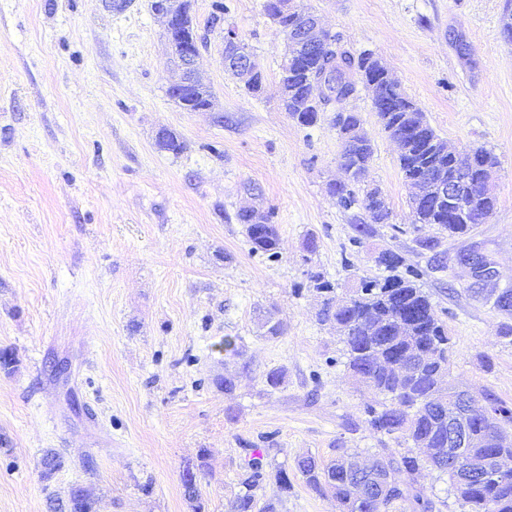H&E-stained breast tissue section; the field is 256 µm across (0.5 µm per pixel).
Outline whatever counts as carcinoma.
<instances>
[{
  "mask_svg": "<svg viewBox=\"0 0 512 512\" xmlns=\"http://www.w3.org/2000/svg\"><path fill=\"white\" fill-rule=\"evenodd\" d=\"M371 53L352 55L339 44L330 48L324 63L351 79L336 85V96L353 94L363 78H370L368 65ZM387 96L399 102L397 111L388 114L383 99H373L375 112L390 137L405 136L407 150L400 151L398 161L405 181L416 175L428 177L431 183L439 179L435 160L426 158L424 147L434 141L440 148L446 146L417 109L406 110L409 97L399 89L387 90ZM361 118L356 112H338L334 124L342 140L343 156L349 180L334 186L330 194L342 208H362L375 224L389 219V209L378 200L379 193L371 188L358 195L356 186L363 180L372 157V145L360 131ZM457 202L465 209L463 220L448 219V204L432 193L412 207L415 223L435 224L448 236L469 232L475 225L483 224L493 214L497 199L492 190L482 183V173H472L471 183L459 188ZM251 213L237 215L244 225L251 249L278 254L280 239L277 229L270 222L253 224ZM378 265L389 271L384 277H360L358 282L369 289L367 293L352 292L350 307H339L335 298L328 297L319 313L320 321L336 325L344 345L349 377L359 386L390 402L369 404L364 412L371 428L377 432L412 442L415 452L397 457L391 453L378 456L372 465L362 471L361 480L381 486L385 494L384 512H434L435 504L414 490L413 476L430 468L448 477L451 490L466 508V512H512V476L507 480H488L478 486L462 485L448 466L429 462L420 454L421 445L428 441L439 454L448 456V406L436 405L427 400V394L437 389L449 403L456 395L453 385L441 387L438 378L449 376L448 351L450 336L448 325L441 319L429 295L421 288L420 280L425 270L419 265H404L402 258L391 250L381 252ZM496 413L494 422L473 417L468 426L471 441L466 452L476 463H481L493 453H512L511 448H497L491 442L488 429L512 432V406L493 395H488ZM356 454L343 452L335 459L324 462L312 455L300 457L295 469L307 484L321 494L336 499L339 512H363L362 505L353 496L356 473L343 466L346 458ZM41 474L46 480L65 465L57 452H46L40 461ZM205 466L204 456L199 463L184 467L181 475L183 493L192 512H202L198 488V471ZM273 485L274 495L288 494L291 481L288 471L280 468L275 473L266 470V449L253 448L239 477L240 491L231 502V512H275L273 501L258 506L256 491L266 484ZM50 512H97V502L81 487L71 490L65 501L51 502Z\"/></svg>",
  "mask_w": 512,
  "mask_h": 512,
  "instance_id": "obj_1",
  "label": "carcinoma"
}]
</instances>
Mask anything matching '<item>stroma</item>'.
I'll return each instance as SVG.
<instances>
[{
  "mask_svg": "<svg viewBox=\"0 0 512 512\" xmlns=\"http://www.w3.org/2000/svg\"><path fill=\"white\" fill-rule=\"evenodd\" d=\"M212 2L192 0L191 13L214 105L186 112L167 94L151 0H0V349L17 357L0 370V512H49L76 486L97 512H192L180 473L202 455L205 512H228L254 448L290 471L276 512H338L294 473L298 457L412 448L370 428L375 397L347 379L309 274L323 272L342 300L349 277L384 275L385 249L425 268L451 336V380L512 406V340L500 335L512 315L493 306L512 288L508 0H293L352 54L381 58L450 147L497 156V208L458 237L415 223L397 146L362 84L338 108L362 118L373 147L364 185L381 190L391 218L371 225L341 208L328 192L345 177L332 114L306 127L282 108L286 41L265 0H224L220 29L208 25ZM227 28L263 93L225 71ZM162 131L180 153L157 148ZM252 208L275 225L277 257L252 251L237 221ZM428 237L436 251L420 250ZM474 250L496 271L489 288L462 262ZM270 315L280 336L267 332ZM230 374L227 395L216 380ZM50 449L65 466L44 480Z\"/></svg>",
  "mask_w": 512,
  "mask_h": 512,
  "instance_id": "1",
  "label": "stroma"
}]
</instances>
